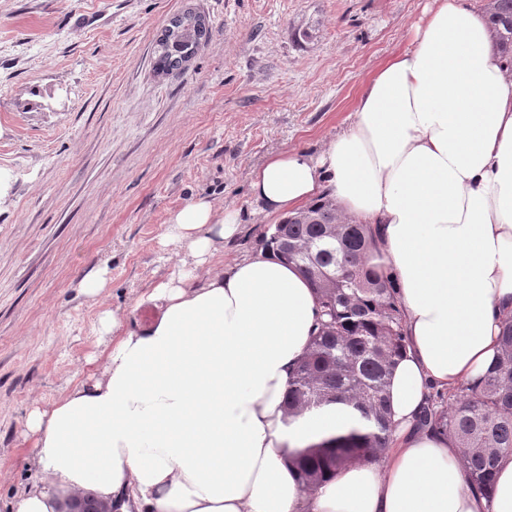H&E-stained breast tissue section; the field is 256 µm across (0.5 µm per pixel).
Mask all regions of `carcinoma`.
<instances>
[{
    "label": "carcinoma",
    "mask_w": 512,
    "mask_h": 512,
    "mask_svg": "<svg viewBox=\"0 0 512 512\" xmlns=\"http://www.w3.org/2000/svg\"><path fill=\"white\" fill-rule=\"evenodd\" d=\"M496 47L512 64V0H486ZM210 37L207 24L184 22L157 52L163 72L182 69ZM341 211L332 199L311 204L280 221L274 232L288 238V248L272 236L280 259L296 265L307 277L320 308L319 324L284 402L296 419L335 403L360 412L363 429L331 437L295 451L289 463L300 488L315 491L336 469L355 460H379L389 448L385 388L391 367L404 346L403 322L394 283L376 273L368 261L375 230L369 224H336ZM500 356L478 387L460 388L430 400L419 424L452 437L462 448L461 466L474 487H491L499 456L512 452V320L499 337Z\"/></svg>",
    "instance_id": "carcinoma-1"
}]
</instances>
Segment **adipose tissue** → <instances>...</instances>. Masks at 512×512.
<instances>
[{"label":"adipose tissue","mask_w":512,"mask_h":512,"mask_svg":"<svg viewBox=\"0 0 512 512\" xmlns=\"http://www.w3.org/2000/svg\"><path fill=\"white\" fill-rule=\"evenodd\" d=\"M250 185L270 216L330 198L378 227L372 264L396 285L405 336L386 388V455L301 491L289 451L361 428L360 415L332 404L286 418L317 327L314 290L267 249L196 281L240 224L197 198L167 221L163 238L184 257L147 296L157 317L130 331L102 311L112 345L101 376L30 413L44 478L16 512H68L79 496L129 498L140 512H512V453L483 492L454 439L418 425L429 394L495 364L512 319V69L484 11L430 0L327 147L271 155Z\"/></svg>","instance_id":"adipose-tissue-1"}]
</instances>
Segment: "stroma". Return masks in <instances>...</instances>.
I'll list each match as a JSON object with an SVG mask.
<instances>
[{"label":"stroma","mask_w":512,"mask_h":512,"mask_svg":"<svg viewBox=\"0 0 512 512\" xmlns=\"http://www.w3.org/2000/svg\"><path fill=\"white\" fill-rule=\"evenodd\" d=\"M425 2L0 0V512L43 478L30 411L100 374V312L131 329L156 316L144 297L183 255L162 239L170 213L207 197L239 212L225 261L263 246L274 220L251 170L322 150ZM189 8L210 40L157 73V38ZM101 266L108 284L89 296Z\"/></svg>","instance_id":"35a3bbf8"}]
</instances>
